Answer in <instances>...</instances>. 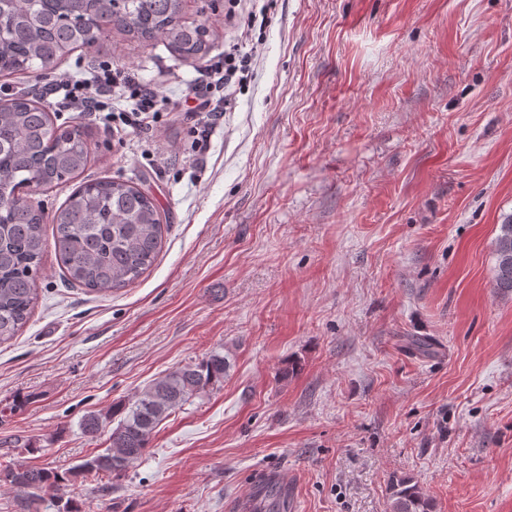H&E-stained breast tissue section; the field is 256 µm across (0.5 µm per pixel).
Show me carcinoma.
Here are the masks:
<instances>
[{"instance_id":"cac0c4a2","label":"carcinoma","mask_w":512,"mask_h":512,"mask_svg":"<svg viewBox=\"0 0 512 512\" xmlns=\"http://www.w3.org/2000/svg\"><path fill=\"white\" fill-rule=\"evenodd\" d=\"M182 0H0V74L45 69L77 47H91L120 30L138 40L163 38L180 57L200 59L212 47L208 31L180 23ZM84 134L54 126L48 107L25 96L0 103V344L29 321L37 300L36 277L53 249L66 280L106 294L136 282L155 263L167 225L150 191L128 180L80 181L51 216L52 239L42 211L24 191L65 187L90 162ZM493 287L512 293V217L494 242ZM219 350L172 370L104 414L82 417V433L95 438L111 429L102 453L60 471L12 459L0 462V482L36 490L57 512H80L78 480L108 490L151 448L156 427L191 398L224 383ZM390 512H431L429 500L409 479L396 483Z\"/></svg>"}]
</instances>
